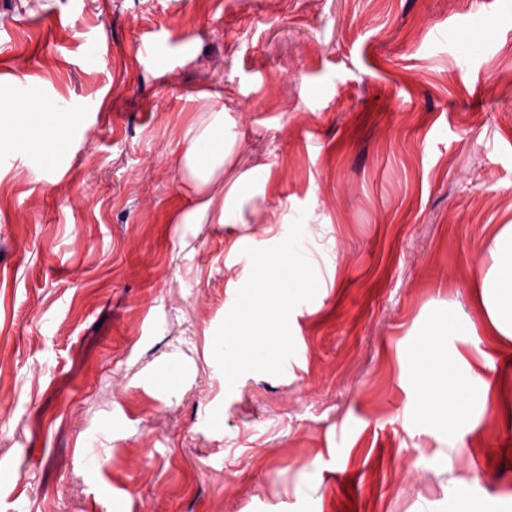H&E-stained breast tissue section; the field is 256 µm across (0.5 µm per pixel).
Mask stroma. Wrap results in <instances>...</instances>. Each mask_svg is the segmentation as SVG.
<instances>
[{"mask_svg": "<svg viewBox=\"0 0 512 512\" xmlns=\"http://www.w3.org/2000/svg\"><path fill=\"white\" fill-rule=\"evenodd\" d=\"M217 93L225 179L269 165L245 190L306 222L325 279L229 379L217 340L277 244L173 237ZM0 99L73 108L44 148L0 119V512H453L462 491L512 512V430L477 402L453 431L425 418L409 361L430 326L487 322L512 0H0ZM482 348L497 370L465 388L512 395V341Z\"/></svg>", "mask_w": 512, "mask_h": 512, "instance_id": "35a3bbf8", "label": "stroma"}]
</instances>
